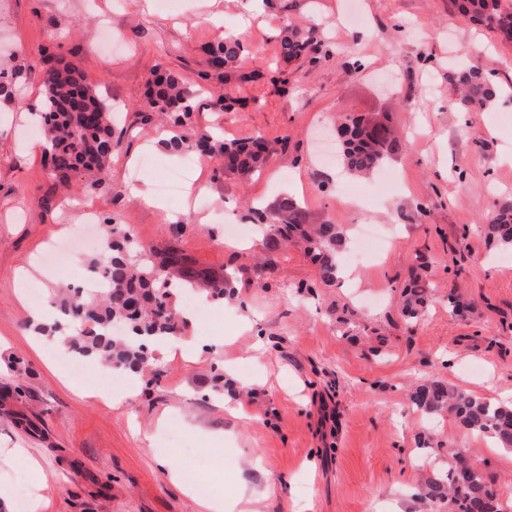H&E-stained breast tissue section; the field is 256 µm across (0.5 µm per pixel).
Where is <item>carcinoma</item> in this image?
Returning a JSON list of instances; mask_svg holds the SVG:
<instances>
[{"instance_id": "1", "label": "carcinoma", "mask_w": 512, "mask_h": 512, "mask_svg": "<svg viewBox=\"0 0 512 512\" xmlns=\"http://www.w3.org/2000/svg\"><path fill=\"white\" fill-rule=\"evenodd\" d=\"M450 7L470 21L512 42V0H449ZM281 54L298 60L317 50L311 33L286 25L281 31ZM245 53L240 40L227 37L207 48L209 63L215 68L234 70ZM459 88L461 101L480 108L495 96L496 88L482 68L467 65L449 75ZM46 150L51 175L80 169L103 171L116 143L112 135V105L106 104L90 88L79 64L59 58L44 72ZM151 105L166 117L170 145L194 151L203 157L224 158V174L241 179L260 173L273 153L272 142L261 137L247 141H219L211 134L189 138L181 128L194 109V96L181 78L152 73ZM347 138L338 141L340 160L349 174L379 172L401 149L399 137L375 115L348 114L340 118ZM248 219L263 230L265 245L272 252L301 244L318 268L319 282L331 286L338 281V256L346 242L341 224H314L306 209L291 196H284L264 209H248ZM485 236L497 247L512 252V197L500 201ZM104 249L85 264L91 277L102 279L99 289H62L53 294V304L62 319L38 323L35 334L58 340L67 350L91 358L112 372L138 375L162 374L161 364L151 349L157 340L182 333L185 320L172 304L171 295L186 288L206 300H222L231 293L236 273H200L176 252L157 264L152 252L140 249L133 258L126 243L130 236L120 224L102 227ZM425 287L414 282L403 309L409 320L424 309ZM412 405L426 416L449 414L468 432L488 438L499 448H512V405L478 397L453 387L443 379H426L413 387ZM452 465L444 474H431L419 495L446 508V512H503L486 469L467 460L458 451L451 453Z\"/></svg>"}]
</instances>
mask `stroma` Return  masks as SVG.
<instances>
[{"mask_svg":"<svg viewBox=\"0 0 512 512\" xmlns=\"http://www.w3.org/2000/svg\"><path fill=\"white\" fill-rule=\"evenodd\" d=\"M289 22L312 28L315 59L282 58L278 34ZM228 34L249 52L226 74L208 65L206 49ZM0 46L15 75L13 101L0 100V384L14 379L4 358L21 356L31 371L6 403L14 419L0 417V456L11 458L0 467L6 512H32L38 494L41 512H200L199 483L214 498L240 483L256 489L259 512H292L294 497L309 512H433L420 480L447 466L452 447L484 462L512 505V448L451 417L424 416L407 397L429 377L512 401V253L480 230L495 202L512 196V127L501 121L512 114V43L448 0H182L176 15L154 0H0ZM61 57L112 101L120 147L105 178L50 175L42 135L22 136L23 109L43 98L44 72ZM472 63L498 89L478 112L448 83L450 70ZM156 67L197 92L185 133L276 141L264 171L242 182L221 158L203 159L163 210L132 199L127 186L157 188L183 160L147 117ZM353 112L387 113L403 133L386 169L393 191L319 155L318 133L334 134L337 116ZM282 195L344 225L352 240L362 224L377 225L374 254L361 264L343 258L350 276L333 286L315 287L318 271L296 246L270 254V269L256 275L261 239L228 249L224 216ZM94 211L155 254L173 247L196 269L237 273L238 300L213 303L209 324L188 323L184 339L204 341L193 359L158 350L160 377L108 389L71 377L52 360V343L26 328L24 281L47 296L87 275L83 258L52 274L36 258ZM415 270L431 301L410 324L400 301ZM452 294L463 301L455 312ZM227 361L236 365L228 375ZM236 405L242 417L230 415ZM423 439L431 452L419 449Z\"/></svg>","mask_w":512,"mask_h":512,"instance_id":"1","label":"stroma"}]
</instances>
